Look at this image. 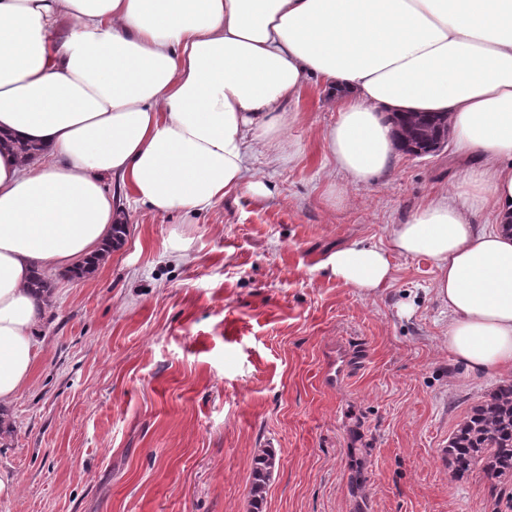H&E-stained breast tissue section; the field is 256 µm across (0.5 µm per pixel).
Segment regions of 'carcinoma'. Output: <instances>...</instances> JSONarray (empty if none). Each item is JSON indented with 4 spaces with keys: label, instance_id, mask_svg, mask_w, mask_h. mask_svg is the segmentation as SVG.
Wrapping results in <instances>:
<instances>
[{
    "label": "carcinoma",
    "instance_id": "cac0c4a2",
    "mask_svg": "<svg viewBox=\"0 0 512 512\" xmlns=\"http://www.w3.org/2000/svg\"><path fill=\"white\" fill-rule=\"evenodd\" d=\"M395 123L402 133L400 151L404 153L434 155L448 143L450 128L445 113H410ZM445 454L455 477L476 466L497 478L512 476V381L501 384L471 408L449 437ZM274 466L275 455L270 449L255 460L251 495L257 510Z\"/></svg>",
    "mask_w": 512,
    "mask_h": 512
}]
</instances>
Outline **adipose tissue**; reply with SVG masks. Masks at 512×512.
Listing matches in <instances>:
<instances>
[{
	"label": "adipose tissue",
	"instance_id": "adipose-tissue-1",
	"mask_svg": "<svg viewBox=\"0 0 512 512\" xmlns=\"http://www.w3.org/2000/svg\"><path fill=\"white\" fill-rule=\"evenodd\" d=\"M311 78L338 106L325 139L350 183L388 169L396 113H447L471 162L392 225L388 247L356 241L325 268L373 292L394 256L429 258L454 361L512 371V0H0V407L39 355L35 277L111 239L104 177L157 214L267 195L249 155L287 146Z\"/></svg>",
	"mask_w": 512,
	"mask_h": 512
}]
</instances>
